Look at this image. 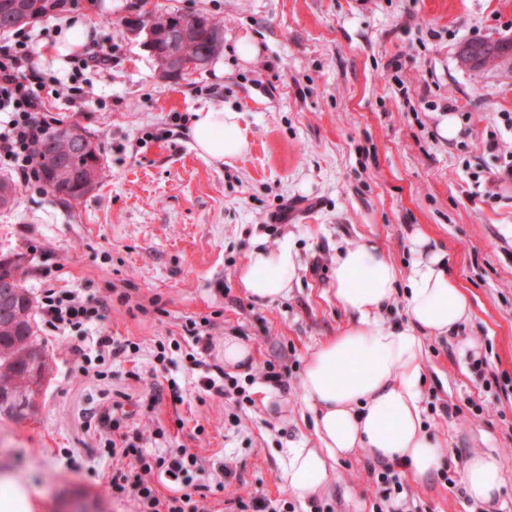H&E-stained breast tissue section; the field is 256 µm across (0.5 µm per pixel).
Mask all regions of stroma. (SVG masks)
Returning <instances> with one entry per match:
<instances>
[{
    "mask_svg": "<svg viewBox=\"0 0 512 512\" xmlns=\"http://www.w3.org/2000/svg\"><path fill=\"white\" fill-rule=\"evenodd\" d=\"M140 2L79 0L92 38L112 43L111 68L85 71V111L49 104L54 124L101 142L102 186L68 203L20 185L0 209V255L27 256L20 282L34 299L52 288L110 301L88 338L37 323L50 372L34 416H0V473L25 487L29 512H131L112 498L101 455L109 433L98 414L117 405L127 433L161 429L158 447L199 457L211 512H238L234 501L254 495L280 512H475L460 480L477 451L502 465L495 505L512 512V182L487 183L512 162V74L457 60L466 41L512 39V0H153L224 25L208 65L178 80L161 78L126 30ZM243 37L258 48L248 62L235 54ZM206 105L242 115L250 150L235 165L194 148L191 117ZM448 116L451 138L440 129ZM417 229L447 253L473 304L454 337L425 339L423 417L443 464L425 481L402 470V491L390 493L358 449L337 461L327 490L292 495L287 450L315 445L306 359L349 322L332 285L336 253L371 240L404 275ZM257 237L297 251L300 282L287 297L238 288ZM196 329L212 347L195 359ZM98 336L140 350L107 358L103 375L84 372L75 350L95 353ZM228 336L251 349L249 366L222 379L245 392L239 403L203 385ZM271 369L283 383L267 379Z\"/></svg>",
    "mask_w": 512,
    "mask_h": 512,
    "instance_id": "1",
    "label": "stroma"
}]
</instances>
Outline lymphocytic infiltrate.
<instances>
[{"mask_svg":"<svg viewBox=\"0 0 512 512\" xmlns=\"http://www.w3.org/2000/svg\"><path fill=\"white\" fill-rule=\"evenodd\" d=\"M66 98L71 107L83 110L88 90L76 76L46 79L34 62L32 39L17 29L0 39V164L18 174L23 184L36 183L39 161L36 143L51 127L43 97L45 90ZM104 303L76 291L47 289L40 301L45 325L60 333L87 335L102 320ZM107 453L114 465L109 487L114 498H132L135 512H208L193 496L195 477L202 467L196 454L184 448L147 452L129 436L107 440ZM172 481L169 495L157 485Z\"/></svg>","mask_w":512,"mask_h":512,"instance_id":"1","label":"lymphocytic infiltrate"}]
</instances>
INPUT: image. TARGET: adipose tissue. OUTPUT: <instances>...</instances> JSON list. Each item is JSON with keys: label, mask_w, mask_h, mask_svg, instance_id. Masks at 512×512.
Segmentation results:
<instances>
[{"label": "adipose tissue", "mask_w": 512, "mask_h": 512, "mask_svg": "<svg viewBox=\"0 0 512 512\" xmlns=\"http://www.w3.org/2000/svg\"><path fill=\"white\" fill-rule=\"evenodd\" d=\"M192 132L201 157L213 165L233 164L249 140L240 113L208 106L195 111ZM415 259L404 293L406 320L386 324L399 272L375 243L337 253L333 267L338 305L349 324L322 342L303 373L304 401L314 414L318 445L293 447L283 463L289 493L307 498L326 489L332 465L356 449L372 459L393 461L424 479L440 467L444 450L425 432L420 384L425 336H451L470 314L472 303L450 274L446 254L424 233L411 240ZM298 255L288 244L253 247L237 272L246 294L272 300L288 294L298 280ZM466 495L478 505L495 500L503 472L492 457L476 454L463 469Z\"/></svg>", "instance_id": "obj_1"}]
</instances>
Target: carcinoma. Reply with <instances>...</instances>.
<instances>
[{"mask_svg":"<svg viewBox=\"0 0 512 512\" xmlns=\"http://www.w3.org/2000/svg\"><path fill=\"white\" fill-rule=\"evenodd\" d=\"M68 0H0V31L17 28L22 15L39 21L62 11ZM159 30L164 49H176L206 65L219 49L222 33L218 23L203 15L191 21L177 12L155 10L151 14ZM494 43L476 39L463 43L458 50L461 66L467 58L479 63L471 70H500L502 64L492 54ZM41 158L42 187L60 199L77 202L88 194L86 186L97 185L103 178L101 146L89 154L83 146L65 136V129L52 128L36 144ZM16 187L7 176L0 177V207L10 205ZM12 269L0 267V296H9L8 307L0 306V416L24 418L32 413L33 397L39 393L49 371L46 360H38L42 349L34 326V301L30 291L20 284L7 283Z\"/></svg>","mask_w":512,"mask_h":512,"instance_id":"carcinoma-1","label":"carcinoma"}]
</instances>
